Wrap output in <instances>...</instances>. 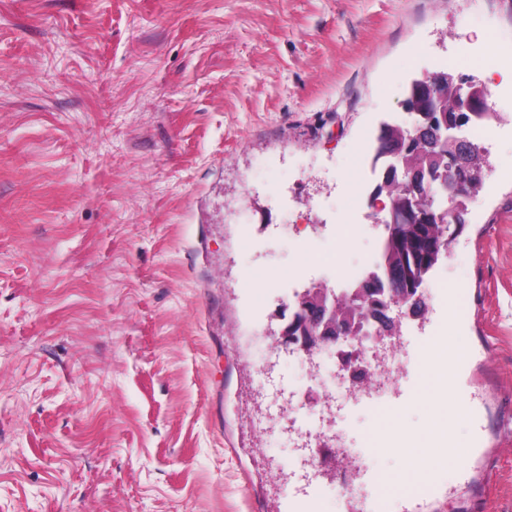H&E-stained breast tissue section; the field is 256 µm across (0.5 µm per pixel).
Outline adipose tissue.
Segmentation results:
<instances>
[{
	"label": "adipose tissue",
	"mask_w": 512,
	"mask_h": 512,
	"mask_svg": "<svg viewBox=\"0 0 512 512\" xmlns=\"http://www.w3.org/2000/svg\"><path fill=\"white\" fill-rule=\"evenodd\" d=\"M454 349L447 341H439L436 349L428 351L423 363V377L426 387L418 397L421 404L434 409L433 421L426 434L411 439H403L401 446L407 459H420L433 462L434 448L447 449L449 456H456L457 443L451 436L449 422L461 416L459 404L448 403L446 393L449 389L448 375L452 366Z\"/></svg>",
	"instance_id": "1"
}]
</instances>
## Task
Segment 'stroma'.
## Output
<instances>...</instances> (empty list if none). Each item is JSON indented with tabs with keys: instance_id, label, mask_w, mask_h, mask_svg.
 <instances>
[{
	"instance_id": "stroma-1",
	"label": "stroma",
	"mask_w": 512,
	"mask_h": 512,
	"mask_svg": "<svg viewBox=\"0 0 512 512\" xmlns=\"http://www.w3.org/2000/svg\"><path fill=\"white\" fill-rule=\"evenodd\" d=\"M491 52L512 66V0H0V512H278L310 480L316 512L370 506L429 422L427 336L465 344L477 419L415 512H512L511 98L386 394L324 406L327 366L271 335L280 288L377 266L383 226L338 196L362 141L438 61L482 83ZM281 198L322 207L287 229ZM316 434L349 485L312 475Z\"/></svg>"
}]
</instances>
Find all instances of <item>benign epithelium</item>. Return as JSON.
Masks as SVG:
<instances>
[{
  "instance_id": "1",
  "label": "benign epithelium",
  "mask_w": 512,
  "mask_h": 512,
  "mask_svg": "<svg viewBox=\"0 0 512 512\" xmlns=\"http://www.w3.org/2000/svg\"><path fill=\"white\" fill-rule=\"evenodd\" d=\"M429 80L426 98L413 100V111L452 112L454 116L443 117L439 122L431 117L425 127L415 123L405 129V137L411 141L426 133L448 145V169L442 173L411 169L403 156L395 152L371 199V205H376L377 196L388 187V182L401 181L405 199L410 201L406 214L414 222L422 218L423 188L436 185L452 196H465L483 176L482 170L469 159L471 144L464 135L468 122L483 109L480 86L461 78L455 80L444 71L431 74ZM354 301L367 305L363 317L355 322L337 319L336 307ZM423 307V295L408 294L398 277L372 271L349 288L338 291L313 285L296 294L292 304L274 314L283 326L270 335L282 347L310 356L349 337L381 342L394 334L402 319L418 316Z\"/></svg>"
}]
</instances>
